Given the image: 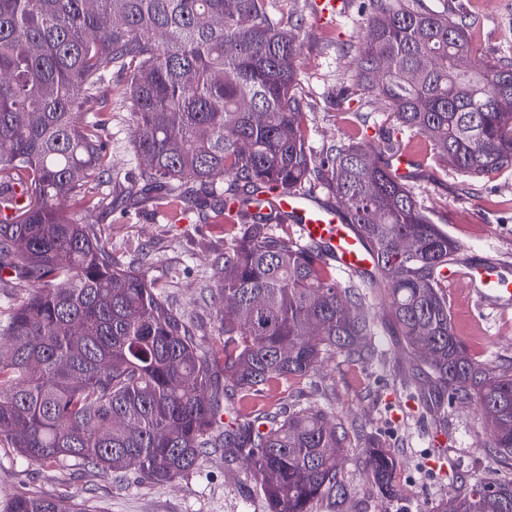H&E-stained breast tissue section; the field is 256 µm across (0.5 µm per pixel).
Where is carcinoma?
<instances>
[{"instance_id": "obj_1", "label": "carcinoma", "mask_w": 512, "mask_h": 512, "mask_svg": "<svg viewBox=\"0 0 512 512\" xmlns=\"http://www.w3.org/2000/svg\"><path fill=\"white\" fill-rule=\"evenodd\" d=\"M299 0H0V282L28 288L0 321V448L28 462L165 482L218 449L247 459L268 512L347 500L350 438L316 403L261 411L220 429L224 400L313 377L333 351L383 361L363 289L429 383L425 408L476 401L492 415L486 450L512 468V360H476L454 332L441 270L459 242L417 203L385 156L358 142L322 158L309 147L299 87ZM349 95L383 98L390 116L455 169L512 168V57L473 61L477 24L423 0H369ZM120 84L112 90V77ZM129 113L138 179L103 196L112 103ZM324 187L373 252L338 280L321 246L277 232L288 215L265 189ZM67 199L70 207L60 201ZM148 204L182 212L237 207L204 289L220 346L142 268L102 244L82 215ZM231 314L225 315V306ZM372 488L395 495L390 450L365 440ZM3 512H90L30 494ZM441 512H512V479L462 485Z\"/></svg>"}]
</instances>
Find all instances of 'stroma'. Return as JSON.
<instances>
[{"label": "stroma", "mask_w": 512, "mask_h": 512, "mask_svg": "<svg viewBox=\"0 0 512 512\" xmlns=\"http://www.w3.org/2000/svg\"><path fill=\"white\" fill-rule=\"evenodd\" d=\"M424 2L476 17L480 37L473 43L474 57H512V0ZM367 14V0H345L342 14L324 17L307 7L299 17L297 69L310 104L311 149L320 156L327 148L353 141L378 145L387 137L399 140L413 161L407 183L419 204L460 243L462 256L477 262L494 259L502 274L512 278V169L478 179L463 176L426 149L420 137L393 124L381 98H341L355 66L349 48L361 39ZM105 140L114 168L100 179L99 190L109 193L128 186L140 165L127 112L113 110ZM89 220L103 225L106 247L123 260L133 259L138 249L149 251L147 276L203 323L206 343L217 342L216 306L201 284L212 274L210 262L224 239V224L194 212L173 218L155 207L128 214L104 209ZM447 292L455 332L472 354L492 365L512 358V307H480L460 282L449 283ZM380 304V295L369 293L366 309L377 317L373 341L386 352V362L356 364L327 353L314 382L277 380L254 397L232 400L224 424L229 427L257 410L285 404L328 407L374 436L398 462V492L381 498L371 486L361 444L351 442L343 467L350 497L343 512H436L458 484L493 477L502 468L485 450L489 436L477 404L455 407L442 417L421 409L423 378L391 322L378 318ZM397 376L405 386H394ZM36 493L65 494L92 512H266L246 463L230 460L220 450L203 457L187 476L158 484L135 474L106 480L87 473L74 479L69 471L47 469L0 450V503L12 495Z\"/></svg>", "instance_id": "1"}]
</instances>
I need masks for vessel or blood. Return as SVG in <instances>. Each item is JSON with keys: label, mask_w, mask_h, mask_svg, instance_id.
Instances as JSON below:
<instances>
[{"label": "vessel or blood", "mask_w": 512, "mask_h": 512, "mask_svg": "<svg viewBox=\"0 0 512 512\" xmlns=\"http://www.w3.org/2000/svg\"><path fill=\"white\" fill-rule=\"evenodd\" d=\"M270 198L297 224L302 238L324 246L327 259L335 261L339 269L352 271L371 266L369 247L348 224L340 207L294 192L277 191L271 193ZM466 277L481 299L505 307L512 305V279L499 275L495 265L484 263L469 267Z\"/></svg>", "instance_id": "obj_1"}]
</instances>
